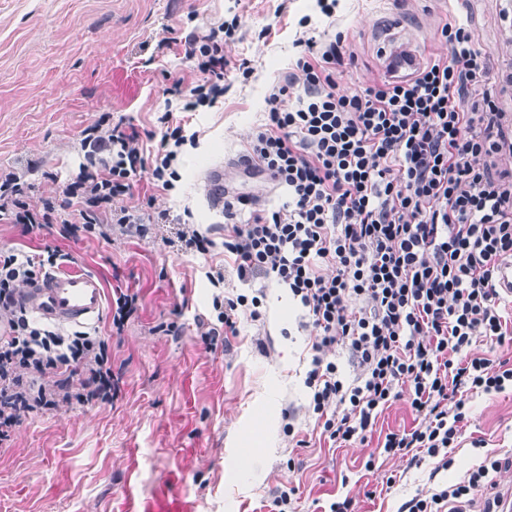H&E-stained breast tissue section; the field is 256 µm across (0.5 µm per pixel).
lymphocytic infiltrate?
Returning <instances> with one entry per match:
<instances>
[{
    "label": "lymphocytic infiltrate",
    "instance_id": "obj_1",
    "mask_svg": "<svg viewBox=\"0 0 512 512\" xmlns=\"http://www.w3.org/2000/svg\"><path fill=\"white\" fill-rule=\"evenodd\" d=\"M239 18L192 36L190 58L202 80L174 83L187 111L224 94L228 73L249 75L224 54ZM448 55L412 77L376 80L353 93L338 84L352 56L343 33L301 37L302 51L282 84L265 97L268 121L247 143L248 158L274 187L282 208L240 194L224 207L232 223L224 249L242 283L255 276L287 286L315 337L305 385L323 435L339 445L366 441L378 415L409 399L411 428L386 433V455L448 470L449 448L467 418L470 394L512 386V359L489 358L477 343H505L512 312L496 270L512 258V136L487 88L486 58L469 25L441 29ZM163 135L146 163L137 130L97 123L83 131L86 162L60 196L32 207L25 174L0 171V222L24 232L59 224L111 240L114 231L166 224L151 197L135 199L130 178L148 169L152 186L172 189L188 138L172 110L157 118ZM246 208L236 223L235 208ZM32 256L0 252V444L23 417L61 407L110 405L120 393L109 345L98 334L40 326L18 302L38 272ZM347 354L350 373L337 358ZM512 459L485 456L463 478L418 492L398 512H502L489 495Z\"/></svg>",
    "mask_w": 512,
    "mask_h": 512
}]
</instances>
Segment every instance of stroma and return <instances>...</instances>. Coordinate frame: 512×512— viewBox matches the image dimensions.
<instances>
[{
  "mask_svg": "<svg viewBox=\"0 0 512 512\" xmlns=\"http://www.w3.org/2000/svg\"><path fill=\"white\" fill-rule=\"evenodd\" d=\"M0 0V167L39 163L57 182L31 177L32 199L59 193L77 173L82 131L108 115L110 124L134 125L147 154L161 138L155 118L176 80L198 74L186 54L192 35L240 16L224 53L247 59L250 77L229 74L212 106L175 111L196 147H184L181 179L170 191L151 188L146 173L132 178L134 195L151 192L156 210H190L213 240L206 254L168 247L174 224L150 225L147 234H114L104 241L85 234L61 238L60 225L35 234L0 223V250L33 256L57 249V269L99 276L106 298L117 289L139 293V308L121 334L111 315L95 328L109 337L112 369L121 379L114 405L61 409L24 417L9 448L0 450V512H148L161 494L186 501L190 512H272L277 489L296 487V512H327L348 496L358 512H398L418 490L460 478L488 454L512 456V389L470 402L453 466L435 472L434 461L416 466L378 452L376 437L339 448L320 434L308 413L310 332L287 288L267 278L259 320L241 317L236 335L209 340L219 328L206 277L233 265L224 250V214L202 192L207 166L232 160L265 124L264 98L283 81L299 52L298 21L311 16L316 30L344 31L354 62L341 86L354 89L384 77L388 39L415 45L423 57L444 55L440 30L451 18L468 21L490 71V91L512 114V31L502 11L512 0H342L335 21L317 15L313 0ZM169 38L165 53L146 44ZM295 432L285 430L287 410ZM483 447H473V440ZM374 458L373 470L363 463ZM393 486H386L388 476Z\"/></svg>",
  "mask_w": 512,
  "mask_h": 512,
  "instance_id": "obj_1",
  "label": "stroma"
}]
</instances>
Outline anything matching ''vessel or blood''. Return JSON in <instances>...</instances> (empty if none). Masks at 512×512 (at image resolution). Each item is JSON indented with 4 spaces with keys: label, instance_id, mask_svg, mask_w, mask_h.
Masks as SVG:
<instances>
[{
    "label": "vessel or blood",
    "instance_id": "1",
    "mask_svg": "<svg viewBox=\"0 0 512 512\" xmlns=\"http://www.w3.org/2000/svg\"><path fill=\"white\" fill-rule=\"evenodd\" d=\"M420 57L412 47L390 49L388 63L393 74H404L416 67ZM208 203L224 206V165L212 164L203 177ZM20 302L37 318L62 325H85L97 321L103 312L105 288L94 274L69 269L37 275L19 294Z\"/></svg>",
    "mask_w": 512,
    "mask_h": 512
}]
</instances>
